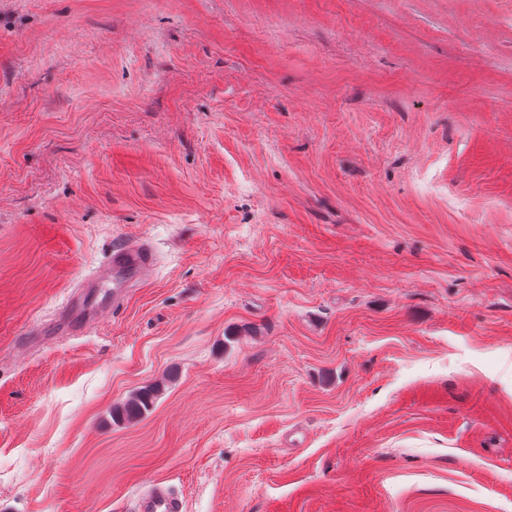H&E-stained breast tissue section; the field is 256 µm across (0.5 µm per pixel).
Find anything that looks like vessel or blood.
<instances>
[{
    "label": "vessel or blood",
    "instance_id": "1",
    "mask_svg": "<svg viewBox=\"0 0 512 512\" xmlns=\"http://www.w3.org/2000/svg\"><path fill=\"white\" fill-rule=\"evenodd\" d=\"M155 269V255L144 240L115 246L109 261L100 267L96 276L84 279L67 303L59 310L61 321L77 325L78 329H93L98 320L97 309L88 306L87 290L104 281L112 283V305L120 307L134 288L148 282ZM138 512H182L180 500L165 486L156 483L141 498Z\"/></svg>",
    "mask_w": 512,
    "mask_h": 512
}]
</instances>
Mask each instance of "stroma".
I'll return each instance as SVG.
<instances>
[{"mask_svg":"<svg viewBox=\"0 0 512 512\" xmlns=\"http://www.w3.org/2000/svg\"><path fill=\"white\" fill-rule=\"evenodd\" d=\"M139 239L122 309L29 346ZM149 481L512 512V0H0V512ZM160 392V383L144 387L125 402L115 405L112 409V419L126 423L141 419L152 408Z\"/></svg>","mask_w":512,"mask_h":512,"instance_id":"35a3bbf8","label":"stroma"}]
</instances>
